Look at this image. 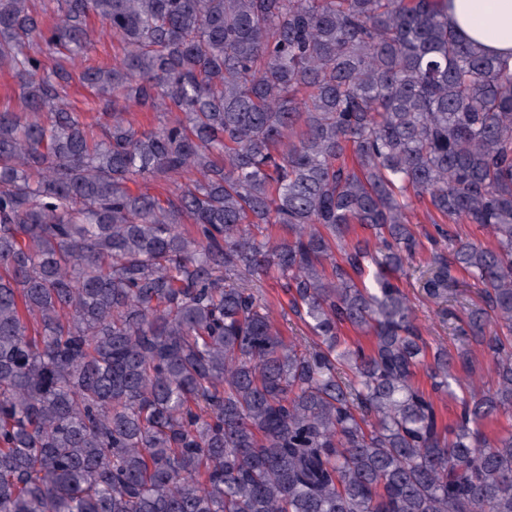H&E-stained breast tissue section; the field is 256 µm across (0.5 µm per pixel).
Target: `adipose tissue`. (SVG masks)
Returning <instances> with one entry per match:
<instances>
[{"instance_id":"adipose-tissue-1","label":"adipose tissue","mask_w":512,"mask_h":512,"mask_svg":"<svg viewBox=\"0 0 512 512\" xmlns=\"http://www.w3.org/2000/svg\"><path fill=\"white\" fill-rule=\"evenodd\" d=\"M448 22L512 74V0H448Z\"/></svg>"}]
</instances>
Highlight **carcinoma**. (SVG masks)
I'll return each mask as SVG.
<instances>
[{
    "instance_id": "carcinoma-1",
    "label": "carcinoma",
    "mask_w": 512,
    "mask_h": 512,
    "mask_svg": "<svg viewBox=\"0 0 512 512\" xmlns=\"http://www.w3.org/2000/svg\"><path fill=\"white\" fill-rule=\"evenodd\" d=\"M91 17L123 48L79 71L94 124ZM0 71V512H512V433L482 430L512 410V78L446 0H0ZM416 201L494 238L421 275L486 303L458 335L496 387L453 427L393 278Z\"/></svg>"
}]
</instances>
